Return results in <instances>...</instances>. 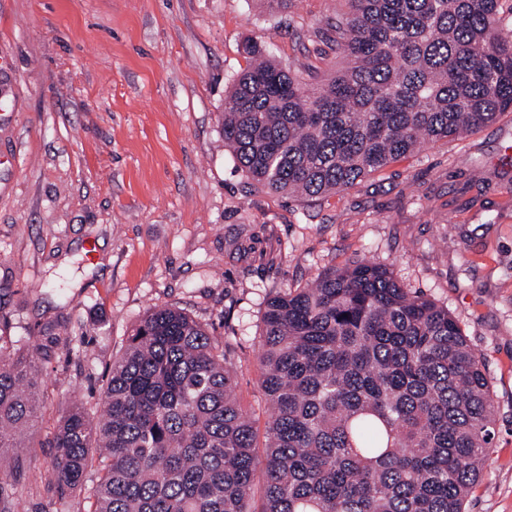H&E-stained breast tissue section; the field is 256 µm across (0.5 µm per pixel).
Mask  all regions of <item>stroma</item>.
<instances>
[{"instance_id":"stroma-1","label":"stroma","mask_w":512,"mask_h":512,"mask_svg":"<svg viewBox=\"0 0 512 512\" xmlns=\"http://www.w3.org/2000/svg\"><path fill=\"white\" fill-rule=\"evenodd\" d=\"M343 0H0V349L38 407L12 512H52L71 399L103 411L112 360L149 309L176 307L235 365L257 437L267 300L364 260L448 308L491 381L495 438L466 512H512V111L327 198L256 187L224 147V96L265 41L300 78L340 63Z\"/></svg>"}]
</instances>
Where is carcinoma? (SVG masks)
Listing matches in <instances>:
<instances>
[{
  "label": "carcinoma",
  "mask_w": 512,
  "mask_h": 512,
  "mask_svg": "<svg viewBox=\"0 0 512 512\" xmlns=\"http://www.w3.org/2000/svg\"><path fill=\"white\" fill-rule=\"evenodd\" d=\"M343 64L311 83L248 38L224 98V147L256 185L343 192L424 145L512 109V23L499 0H344ZM265 456L224 349L153 308L112 361L104 415L80 403L55 437V512L89 451L96 512H465L494 439L490 381L455 318L362 261L269 298L259 340ZM34 376L0 354V466L36 414ZM260 508H254L256 479Z\"/></svg>",
  "instance_id": "obj_1"
}]
</instances>
